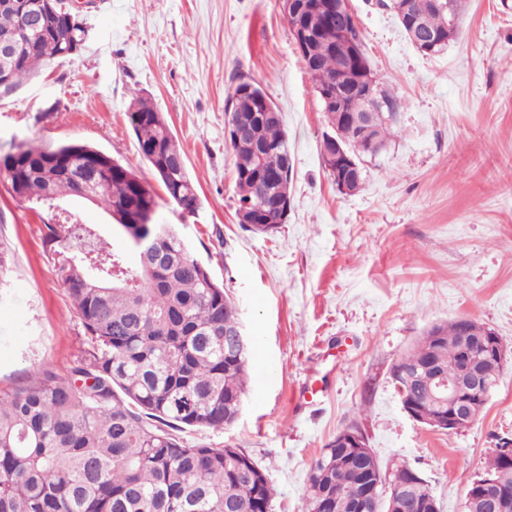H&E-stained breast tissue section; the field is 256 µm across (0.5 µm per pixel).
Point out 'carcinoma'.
I'll use <instances>...</instances> for the list:
<instances>
[{
	"mask_svg": "<svg viewBox=\"0 0 512 512\" xmlns=\"http://www.w3.org/2000/svg\"><path fill=\"white\" fill-rule=\"evenodd\" d=\"M313 0L314 41L302 62L331 137L357 170L349 192L364 181L357 150L370 139L386 144L399 102L374 88V119L368 135L357 122L369 100L354 86L367 57L347 61L341 44H363L354 16ZM460 18L461 0H409L403 10L391 0L403 30L408 23L437 36L440 53L459 35H448V3ZM62 19L23 27L16 11L0 5V90H15L83 40ZM126 119L139 154L160 179L168 198L184 213L200 208L183 152L160 110L137 89L130 91ZM224 122L245 135L231 141L238 193L236 212L246 226L266 233L284 223L278 200L290 201L293 166L280 111L256 81L239 78L226 101ZM0 180L11 194L49 209L65 196H96L112 219V237L97 224H81L69 211L45 224L44 243L58 280L66 288L89 348L69 372L38 369L0 394V512H266L273 489L264 474L242 471L248 456L236 448L188 445L175 435L186 428L223 429L244 405L250 380L249 354L233 351L224 335L238 327L233 303L209 269L195 259L175 224L155 220L157 202L133 170L85 144L55 147L21 143L0 162ZM135 259L128 258V252ZM462 346L456 322L438 326L401 358L411 381L405 396L434 413L421 377L457 376ZM349 456L329 443L308 475L305 512H319L321 499L345 504L372 494L370 512H390L395 497L402 512L432 496L404 462L389 484L378 483L376 456L322 473V462ZM512 488V465L494 452L477 479Z\"/></svg>",
	"mask_w": 512,
	"mask_h": 512,
	"instance_id": "carcinoma-1",
	"label": "carcinoma"
}]
</instances>
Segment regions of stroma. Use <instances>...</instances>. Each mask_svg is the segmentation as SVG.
<instances>
[{"label": "stroma", "mask_w": 512, "mask_h": 512, "mask_svg": "<svg viewBox=\"0 0 512 512\" xmlns=\"http://www.w3.org/2000/svg\"><path fill=\"white\" fill-rule=\"evenodd\" d=\"M350 4L376 79L400 104L355 193L338 192L324 168L331 128L278 0H94L81 51L0 95V154L26 140L87 144L153 188L157 222L178 225L232 297L254 340L250 368L272 370L251 379L233 426L182 437L248 455L275 490L270 512H302L313 461L345 428L383 470L418 471L440 512H464L497 438L512 437V360L480 419L452 434L410 419L390 373L429 327L462 316L512 347V0H462L458 37L431 57L377 0ZM242 75L275 102L288 135L291 206L271 233L236 216L224 106ZM134 87L185 153L197 214L169 202L138 153L125 116ZM48 219L0 182V243L12 257L0 393L37 368L66 372L87 348L44 246Z\"/></svg>", "instance_id": "stroma-1"}]
</instances>
